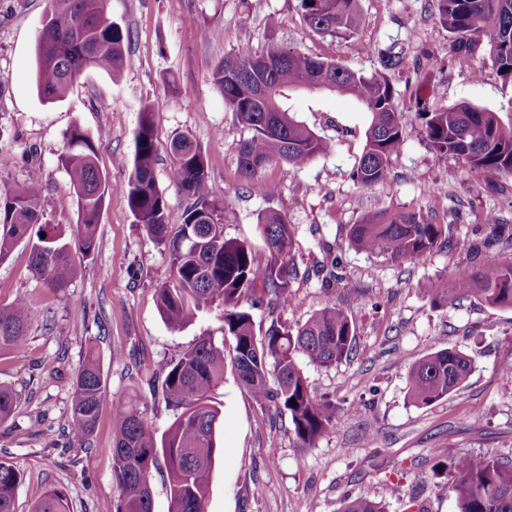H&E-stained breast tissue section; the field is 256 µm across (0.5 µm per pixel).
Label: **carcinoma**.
Masks as SVG:
<instances>
[{"label": "carcinoma", "mask_w": 512, "mask_h": 512, "mask_svg": "<svg viewBox=\"0 0 512 512\" xmlns=\"http://www.w3.org/2000/svg\"><path fill=\"white\" fill-rule=\"evenodd\" d=\"M297 9L307 27L320 35L350 39L362 28L360 0H297ZM435 16L448 32L449 62L472 65L482 49L502 87L512 88V0H436ZM274 29L271 19L262 51L241 48L224 57L212 74L225 107L251 131L239 147L237 166L257 194L270 199L277 192L275 184L261 178L267 165L297 163L331 151L333 139L299 120L288 106L295 91L320 89L317 76L322 73L330 81L328 91L355 98L370 115L364 151L351 172L358 187L370 189L387 179L391 157L400 148L412 114L422 122L425 141L437 156H453L485 173L512 176V97L506 112L468 102L431 111L418 98L410 114L400 108L391 79L406 66L402 53L378 51L380 71L367 76L277 42ZM128 40V32L105 19L102 0H48L36 46L40 96L65 98L88 68L118 72ZM259 82L267 88L264 98H255L250 91ZM64 138L67 150L60 161L81 211L77 235L84 252L90 253L108 190L107 177L97 164L100 139L77 126ZM170 154L171 182L187 198L181 224H168L167 199L155 182L158 145L149 105L141 109L131 172L120 190L135 223L168 257L170 281L158 289L162 318L180 329L197 314L218 308L221 336L200 337L168 366L162 390L175 416L164 432L135 401L113 407L115 512H153L150 482L161 462L168 476V512H207L216 433L224 424L214 393L224 383L228 361L258 406L288 416L301 447H310L335 430L344 409L311 393L300 360L329 368L349 359L355 343L351 318L334 304L296 327L275 321L264 334L256 333L252 310L263 305L285 308L293 301L291 284L299 275L293 225L277 209L260 213L266 249L263 261H258L251 246L224 236L223 202L210 190L200 148L183 135L172 140ZM43 191L40 174L33 172L22 187L0 192V261L17 242L29 240L32 268L51 291L63 294L78 269L62 233L45 220ZM484 224L489 229L483 241L488 250L484 263L457 269L451 285L428 282L422 292L432 307L474 297L490 307L512 308V261L491 252L502 226L491 214ZM450 233V225L433 224L419 211H380L351 225L348 244L393 262L418 261L448 243ZM35 315L25 297L0 306V357L18 358L26 351ZM473 367V360L462 352L440 349L412 365L409 395L424 405L446 398L464 387ZM106 401L100 359L91 352L76 376L67 425L68 437L79 447H91ZM18 402L15 390L0 386V423L11 417ZM453 469L451 483L442 489L454 495L457 512H512V466L493 455L462 456ZM21 479L17 467L0 461V512H14ZM33 512H69L65 494L48 491ZM340 512H385V507L348 497Z\"/></svg>", "instance_id": "1"}]
</instances>
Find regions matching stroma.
<instances>
[{
    "mask_svg": "<svg viewBox=\"0 0 512 512\" xmlns=\"http://www.w3.org/2000/svg\"><path fill=\"white\" fill-rule=\"evenodd\" d=\"M296 0H103L109 21L129 33L119 74L86 70L60 101L36 88L35 46L46 0H0V191L21 187L40 171L49 223L72 241L79 209L60 162L64 132L77 125L100 136L98 165L110 185L99 216L96 249L73 245L80 273L66 294L50 291L30 265L27 242L0 262V305L20 296L37 316L25 355L0 358V384L20 401L0 424V461L22 480L15 512H31L51 489L62 490L70 512H115L112 477V407L138 400L158 430L174 419L151 377L200 337L219 335L218 311L198 314L179 330L160 316L157 288L170 275L168 258L143 234L118 186L132 168L134 132L143 104L153 107L158 145L155 179L168 201V221L178 224L187 201L169 179L168 150L189 136L205 154L209 185L224 203V234L263 254L259 214L272 207L296 228L299 277L295 303L255 311L257 329L271 322L304 323L325 305L342 308L356 328L349 360L330 368L303 364L310 390L339 405L358 404L333 433L300 447L287 419L261 410L242 389L233 368L215 398L226 417L217 432L208 512H339L345 498L385 500L387 512H455L450 463L464 455L512 461V378L499 367L512 362V309L470 298L432 308L421 289L449 279L458 267L479 265L487 234L485 214L512 226V178L488 175L454 157L441 158L410 119L384 183L359 188L350 173L365 143L369 116L348 96L304 91L291 108L315 131L335 137L334 149L297 164L267 166L262 176L278 193L253 192L237 166L249 132L237 123L212 81L215 66L242 47L260 50L266 23L284 45L371 74L376 50L403 52L407 66L394 85L401 108L412 109L424 92L429 109L466 101L501 109L507 98L491 63L481 77L448 63V33L436 21L435 0H360V34L338 40L311 32ZM174 80L176 92L164 88ZM417 210L452 228L448 245L402 264L348 248L346 233L363 216ZM100 357L110 405L93 434V463L64 436L73 384L88 346ZM442 348L468 355L474 369L464 389L429 405L408 392L415 361ZM394 495H387V487Z\"/></svg>",
    "mask_w": 512,
    "mask_h": 512,
    "instance_id": "stroma-1",
    "label": "stroma"
}]
</instances>
